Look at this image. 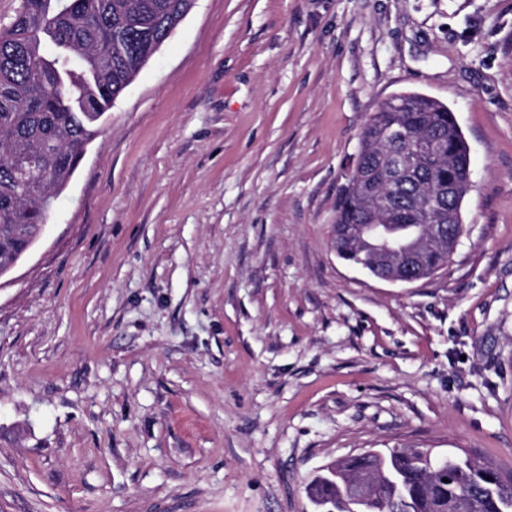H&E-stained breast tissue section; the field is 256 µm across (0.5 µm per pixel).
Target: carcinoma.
I'll return each mask as SVG.
<instances>
[{
  "label": "carcinoma",
  "instance_id": "cac0c4a2",
  "mask_svg": "<svg viewBox=\"0 0 512 512\" xmlns=\"http://www.w3.org/2000/svg\"><path fill=\"white\" fill-rule=\"evenodd\" d=\"M191 6L189 0H21L9 25L0 27V275L39 237L103 116ZM418 139L434 141L440 156L392 171L391 160ZM469 187V149L454 112L424 94L394 95L362 128L336 207V252L354 265L367 263L352 232L386 224L406 239L431 209L436 223L460 227ZM454 250L451 238L426 242L414 268L431 275ZM444 457L436 470L423 448L359 454L312 483L335 512H362L343 490V480L355 476L378 485L369 512H512V478L495 486L487 480L497 473L492 464L467 453Z\"/></svg>",
  "mask_w": 512,
  "mask_h": 512
}]
</instances>
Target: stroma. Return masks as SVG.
Masks as SVG:
<instances>
[{
	"label": "stroma",
	"instance_id": "obj_1",
	"mask_svg": "<svg viewBox=\"0 0 512 512\" xmlns=\"http://www.w3.org/2000/svg\"><path fill=\"white\" fill-rule=\"evenodd\" d=\"M403 91L471 168L410 284L333 244ZM379 448L512 475V0H194L0 284V512H313ZM455 247V240L449 236L446 241L424 243L417 250L414 268L427 275L435 273L448 263Z\"/></svg>",
	"mask_w": 512,
	"mask_h": 512
}]
</instances>
